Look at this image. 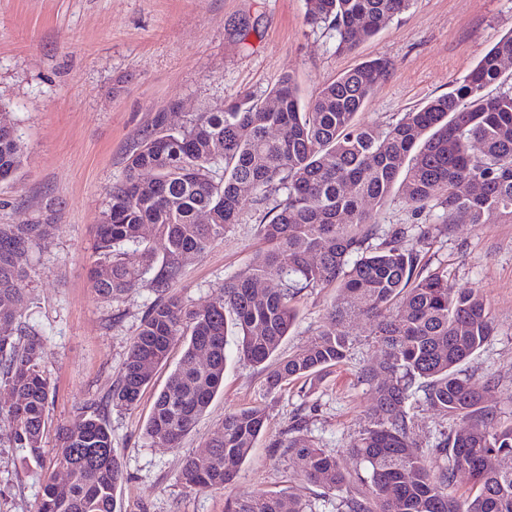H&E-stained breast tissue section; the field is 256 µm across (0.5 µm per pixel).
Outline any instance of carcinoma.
<instances>
[{
  "label": "carcinoma",
  "instance_id": "carcinoma-1",
  "mask_svg": "<svg viewBox=\"0 0 512 512\" xmlns=\"http://www.w3.org/2000/svg\"><path fill=\"white\" fill-rule=\"evenodd\" d=\"M411 0H305V20L325 25L337 50L350 51L377 35ZM512 58V32L503 35L448 93L405 113L378 132L357 122L376 83L389 71L384 58L364 61L302 103L293 79L282 76L262 99L244 95L213 112H196L173 128L159 112L129 153L123 178L96 229L95 250L110 278L90 273L91 288L116 299L153 273L168 290L181 261L200 256L238 223L244 187L283 197L260 225L267 245L247 270L224 279L219 297L193 306L172 294L141 320L112 385V406H133L154 369L179 344L182 354L157 394L145 424L152 444L178 448L221 390L228 322L238 329V352L261 365L277 355L308 288L336 289L330 319L311 342L281 360L265 381L271 394L293 378L336 366L348 355L350 324L373 323L382 358L366 378L374 390L373 421L351 441L362 466V489L339 499L336 512H512V420L484 406L482 392L459 366L493 335L479 294L448 283V271L427 275L420 254L400 245L397 231L381 244L365 204H383L393 190L421 213L437 202L449 224L512 223V90L490 94ZM24 144L0 116V181L22 165ZM45 237L42 224H0V379L12 400L0 407L13 446L41 458L51 383L41 364V336L26 330L21 302L30 256ZM162 240L158 253L155 241ZM277 280L259 298L254 285ZM468 423L443 435L427 454L411 437L410 399ZM267 421L255 405L224 416L222 432L205 454L184 460L179 482L189 490L233 484ZM293 425L286 451L311 483L341 492L347 476L336 457ZM495 464L487 465L488 458ZM54 465L67 472L61 487L48 481L38 512H117L125 479L106 422L80 415L59 435ZM472 483L463 500L448 495L456 473ZM229 512H316L310 501L246 492Z\"/></svg>",
  "mask_w": 512,
  "mask_h": 512
}]
</instances>
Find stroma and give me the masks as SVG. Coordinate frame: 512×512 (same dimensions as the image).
Masks as SVG:
<instances>
[{
    "mask_svg": "<svg viewBox=\"0 0 512 512\" xmlns=\"http://www.w3.org/2000/svg\"><path fill=\"white\" fill-rule=\"evenodd\" d=\"M304 12V0H0V113H8L25 146L20 171L0 181V224L48 227L31 257L22 308L42 337L41 364L52 388L42 459L12 447L0 423V512H37L46 480L58 473V432L82 407L103 415L123 463L120 512H225L239 492H283L315 503L318 512H336L335 492L308 482L279 443L302 421L309 439L356 474L349 444L371 424L374 384L365 373L381 355L367 319L353 323L346 361L271 395L266 370L240 358L236 333L228 331L222 389L180 447L166 448L148 443L143 428L169 365L156 369L135 406L116 408L109 400L129 343L159 294L146 280L110 300L89 282L109 189L155 113L172 109L178 126L190 113L239 96L264 97L284 75L307 102L342 72L382 57L389 72L358 115L381 131L447 93L512 31V0H411L377 37L346 53L332 32L306 24ZM273 205L246 191L239 223L205 254L183 260L170 292L194 305L217 298L225 278L246 270L262 248L259 224ZM372 221L382 237L404 229L403 245L419 250L425 270L447 268L454 287L484 298L495 333L461 370L483 387L486 406L512 418V223L447 224L441 209L414 214L396 192L373 210ZM426 227L432 233L424 240ZM335 295L332 288L301 293L281 356L328 327ZM256 404L267 409V427L235 486L183 489L185 458L220 432L225 414ZM412 413V437L422 448L465 427L419 402Z\"/></svg>",
    "mask_w": 512,
    "mask_h": 512,
    "instance_id": "1",
    "label": "stroma"
}]
</instances>
